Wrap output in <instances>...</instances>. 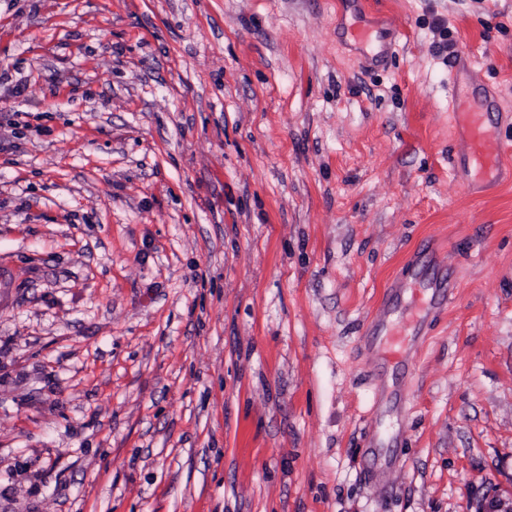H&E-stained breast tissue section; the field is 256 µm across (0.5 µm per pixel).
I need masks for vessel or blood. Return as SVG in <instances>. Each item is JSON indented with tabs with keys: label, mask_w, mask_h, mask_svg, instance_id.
I'll return each mask as SVG.
<instances>
[{
	"label": "vessel or blood",
	"mask_w": 512,
	"mask_h": 512,
	"mask_svg": "<svg viewBox=\"0 0 512 512\" xmlns=\"http://www.w3.org/2000/svg\"><path fill=\"white\" fill-rule=\"evenodd\" d=\"M452 118L465 139L466 163L475 179L498 173L512 148L496 136L488 112L461 89L452 91Z\"/></svg>",
	"instance_id": "obj_1"
}]
</instances>
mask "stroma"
Segmentation results:
<instances>
[{
  "instance_id": "obj_1",
  "label": "stroma",
  "mask_w": 512,
  "mask_h": 512,
  "mask_svg": "<svg viewBox=\"0 0 512 512\" xmlns=\"http://www.w3.org/2000/svg\"><path fill=\"white\" fill-rule=\"evenodd\" d=\"M439 20L512 146V0H0V512L512 502V162ZM452 118L465 139L466 163L474 178L482 180L501 170L511 146L496 136L488 111L477 105L469 94L452 81ZM418 320L415 322H412L400 331L392 332L389 336H395V341L391 342L388 341L384 347L385 354L387 357L398 360L400 357L403 356V354L406 352L407 349V342L409 337H413L417 328Z\"/></svg>"
}]
</instances>
